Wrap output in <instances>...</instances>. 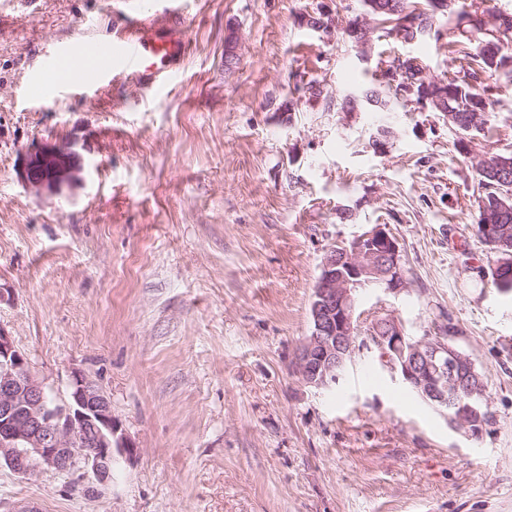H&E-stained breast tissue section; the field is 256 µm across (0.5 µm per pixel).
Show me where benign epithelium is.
<instances>
[{
    "label": "benign epithelium",
    "instance_id": "7a95c632",
    "mask_svg": "<svg viewBox=\"0 0 512 512\" xmlns=\"http://www.w3.org/2000/svg\"><path fill=\"white\" fill-rule=\"evenodd\" d=\"M84 158L74 139L31 144L17 168L20 182L34 193L62 198L82 181ZM400 246L385 228L372 227L351 245L329 248L310 304V335L297 347L293 366L316 389L336 383L355 349L357 292L371 288L401 293L408 288L399 263ZM371 335L392 370L429 403L451 411V427L480 438L492 425L487 386L474 362L441 337L409 340L401 324L379 318ZM135 455L134 443L117 434L108 398L77 370L69 375L66 395L49 391L30 371L25 355L0 326V463L26 477L37 470H75L99 486L112 482L114 466Z\"/></svg>",
    "mask_w": 512,
    "mask_h": 512
}]
</instances>
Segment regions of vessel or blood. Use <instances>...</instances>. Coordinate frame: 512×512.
Wrapping results in <instances>:
<instances>
[{
  "instance_id": "1",
  "label": "vessel or blood",
  "mask_w": 512,
  "mask_h": 512,
  "mask_svg": "<svg viewBox=\"0 0 512 512\" xmlns=\"http://www.w3.org/2000/svg\"><path fill=\"white\" fill-rule=\"evenodd\" d=\"M111 8L119 18L114 40L94 43L85 53L89 86L110 75L158 88L178 78L188 53L183 13L168 7L145 15L135 0H113Z\"/></svg>"
}]
</instances>
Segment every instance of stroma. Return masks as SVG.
I'll return each instance as SVG.
<instances>
[{"instance_id":"obj_1","label":"stroma","mask_w":512,"mask_h":512,"mask_svg":"<svg viewBox=\"0 0 512 512\" xmlns=\"http://www.w3.org/2000/svg\"><path fill=\"white\" fill-rule=\"evenodd\" d=\"M180 7L185 71L162 93L84 97L75 75L31 103L24 86L51 81L44 49L108 40L112 15L105 0H0V327L54 394L81 371L137 446L95 492L2 465L0 512H512V292L492 286L475 232L476 165L512 152V88L464 153L440 113L393 103L378 153L372 113L303 102L302 87L340 94L398 55L441 79L446 40L377 36L366 64L344 32L357 0ZM318 11L331 39L304 22ZM66 137L82 183L61 201L26 189L21 153ZM378 224L409 290L360 291L358 334L380 317L411 336L454 326L487 383L482 439L449 428L374 345L327 389L294 371L324 253Z\"/></svg>"}]
</instances>
